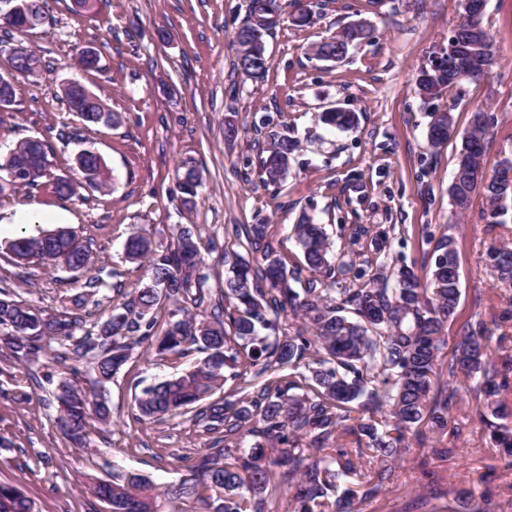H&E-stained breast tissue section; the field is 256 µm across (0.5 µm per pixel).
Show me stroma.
Listing matches in <instances>:
<instances>
[{"label":"stroma","mask_w":512,"mask_h":512,"mask_svg":"<svg viewBox=\"0 0 512 512\" xmlns=\"http://www.w3.org/2000/svg\"><path fill=\"white\" fill-rule=\"evenodd\" d=\"M249 0H98L78 12L72 0H44L49 22L33 33H11L6 48L22 44L42 57L40 73L21 80L17 104L0 109V160L25 137L45 140L52 167L37 187L9 188L0 194V289L46 311L82 313L87 322L105 317L142 282L146 267L126 261L124 243L135 231L147 233L157 249L175 244V227H193L201 241L209 275L199 313L210 316L223 305L229 260L254 261L233 228L262 224L266 237L287 264L303 263L294 235L302 216L323 224L335 251L373 254L370 238L349 245L339 226L363 224L382 233L395 229L396 250L418 275L433 264L426 230L454 238L460 252V302L455 322L444 331L443 356L467 321L482 319L502 337L495 361L512 358V289L498 286L487 262L490 246L512 247V211L492 223L482 193H474L464 216L450 204L461 137L479 105L497 119L490 131L487 164L512 157V0H487L485 26L498 62L490 75L465 86L456 106L447 96L421 99L415 79L420 69L442 58L462 13V0H310L314 17L292 21L295 0H281L279 24L265 38L270 66L260 79L238 71L236 33L247 20ZM365 22L370 37L351 47L339 62L310 54L312 45L334 36L350 22ZM167 39H159L158 29ZM91 46L99 69L76 64L77 49ZM78 80L121 116L113 126L87 125L70 112L60 87ZM337 106L357 113L353 130L339 132L319 115ZM451 110L454 132L437 148L426 139L431 114ZM280 132L299 139L293 169L282 184L264 185L258 157L267 141L262 115ZM238 135L224 136L225 125ZM91 149L103 158L109 192L78 186L59 198L56 178L71 175L76 154ZM195 162L202 182L196 204L184 206L175 169ZM57 209L65 227H97L91 247L107 285L99 304L65 306L82 289L70 272L37 265L16 267L3 244L36 224H11L17 210ZM202 357L190 348L172 362L146 347L108 385L109 424L96 426L93 445L73 447L57 424L54 378L81 386L92 377L88 360L72 358L60 345L41 356L44 377L30 379L26 366L0 349V482L18 485L35 512H105L89 490L92 479L140 472L161 488L192 472L198 460L223 440L195 413L142 419L135 398L152 383L188 369ZM457 402L446 431L427 447L412 448L393 464L385 493L366 500L362 512H512V460L491 439L479 414L470 380L457 379ZM445 449L442 457L434 449Z\"/></svg>","instance_id":"1"}]
</instances>
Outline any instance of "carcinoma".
I'll return each instance as SVG.
<instances>
[{
	"instance_id": "1",
	"label": "carcinoma",
	"mask_w": 512,
	"mask_h": 512,
	"mask_svg": "<svg viewBox=\"0 0 512 512\" xmlns=\"http://www.w3.org/2000/svg\"><path fill=\"white\" fill-rule=\"evenodd\" d=\"M249 16L237 32V69L251 77L263 76L270 61L264 36L281 18L280 0H250ZM43 6L0 12V26L15 32H31L45 25ZM348 36L339 31L314 45L313 55L341 60L348 50ZM9 66L26 76L42 69L36 51L27 58L9 57ZM419 95L437 97L453 85L432 68L416 77ZM70 111L85 123L114 125L120 115L88 88L83 93L63 94ZM322 123L339 130L358 124L354 112L333 109L320 114ZM495 117L477 107L471 112L469 130L462 137L460 152L470 155L471 165L484 166L487 133ZM453 129L451 112L433 115L427 141L435 148L448 140ZM299 141L273 133L260 159V174L267 185L284 181L295 161ZM7 164L14 168L33 166L40 173L16 183L34 187L49 170L45 141L25 137L17 142ZM84 181L97 190L109 183L101 157L76 159ZM499 170L486 176L483 195L504 216L512 206V185L498 183ZM183 203L196 196L200 175L193 162L177 168ZM474 190L461 182L448 188L456 214L469 207ZM248 246L260 253L255 266L235 263L224 277V313L198 320L189 307L199 308L209 276L203 270L194 228L177 227L174 248L158 252L150 238L130 234L126 257L147 261V282L134 289L130 299L112 309L102 322L82 330L78 316L46 314L15 296H0V343L26 365L39 362L44 347L57 342L78 358L88 357L94 373L92 387L80 388L68 379L57 385V422L69 442L86 448L92 423H109L110 410L105 387L129 361L137 346L155 347L165 358L180 355L195 344L206 356L189 370L145 387L136 397L140 416L162 419L201 407L199 417L207 429L224 427V447L207 454L195 473L178 485L158 491L146 475H113L112 481H97L93 493L112 512H176V503L192 499L202 512H279L271 508L277 487L271 485L272 470L265 445L286 446L288 469L279 485L286 487L291 512H360V504L378 497L389 478L388 463L402 458L412 442L423 444L429 431L448 427L455 400L453 380L458 375L477 380V395L484 397L490 414L480 418L492 428L495 441L512 456V428L488 419H503L505 408L498 402V388L507 382L512 361L497 366L491 360L488 329L484 322H467L456 337L455 349L443 360L442 332L452 323L460 299L459 252L451 237L435 238L434 263L425 278L398 264L387 251L388 238L375 243L374 257L356 266L353 254H332L324 227L308 215L295 225L306 268L288 267L264 240L265 225L240 226ZM6 250L18 265L37 264L46 269L63 261L75 263L85 277L82 287L95 305L106 286L102 270H93L89 246L77 232L65 229L21 235L8 241ZM493 269L497 280L512 286V249H495ZM309 277H302L303 271ZM303 284L302 291L292 283ZM173 306L163 333L155 334L157 314ZM299 317L305 329L295 335L280 334L281 314ZM254 367L253 371L244 364ZM290 370L288 377L278 375ZM239 391L251 389L247 400L224 402L208 399L227 379ZM248 436L257 438L249 454H240ZM374 466L362 470L360 460ZM0 512H33V502L16 485L0 483Z\"/></svg>"
}]
</instances>
